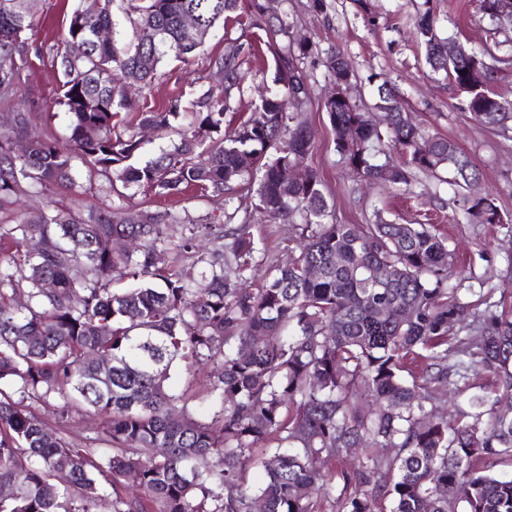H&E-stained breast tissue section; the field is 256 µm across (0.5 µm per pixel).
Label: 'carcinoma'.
Masks as SVG:
<instances>
[{"label":"carcinoma","instance_id":"cac0c4a2","mask_svg":"<svg viewBox=\"0 0 512 512\" xmlns=\"http://www.w3.org/2000/svg\"><path fill=\"white\" fill-rule=\"evenodd\" d=\"M114 2L91 12L78 0L50 47L63 75L68 145L33 136L19 155L0 135V206L29 201L18 223L0 225V512H94L103 498L112 512H253L257 502L262 512L324 504L382 512L383 501L389 512H512V477L493 471L512 460V413L497 407L512 398V309L474 315L475 338L448 337L463 306L448 290L454 253L446 238L427 224L328 222L317 174L288 180V167L312 148L299 116L313 93L305 60L319 54L316 43L294 38L288 14H267L263 0H128L122 32ZM237 11L265 32L274 63V87L253 112L224 132L253 54L226 36L223 52L209 58L221 87L195 98L193 123L174 126L184 111L179 97L161 112L138 113L136 124L121 118L132 107L128 89L151 86L168 60L199 56L200 45L183 42L184 16L212 28ZM413 25L426 64L464 94V110L486 126L512 121V101L492 86L495 51L462 45L448 59L431 0L416 5ZM97 28L112 29V40L92 39ZM31 31L28 0H0L1 90L16 84ZM77 37L87 47L71 57L66 48ZM324 66L348 89L354 73L343 52H328ZM367 81L380 122L351 100L323 104L353 177L409 194L417 173L447 170L461 189L451 220L502 223L496 198L465 193L479 177L471 157L411 122L383 74ZM135 125L178 140L136 166L146 142ZM91 128L100 132L95 140L86 136ZM390 144L402 162H377ZM246 156L253 166L242 165ZM77 159L100 169L119 203L83 216L39 200L47 186L73 182ZM255 171L257 209L272 220L301 219L300 252L285 266L267 262L249 218L230 206ZM131 188L160 200L188 188L222 198L224 222L179 221L166 208L131 215L120 204ZM179 222L175 248L196 255L188 267L169 260ZM115 238L135 248L116 252ZM201 238L214 248L199 252ZM116 277L134 287L112 289ZM389 305L404 318L380 316ZM100 357L112 362L105 373ZM181 363L206 387L207 419L172 388ZM476 365L493 376L497 395L472 393L450 425L436 415L440 391L460 390ZM55 397L68 415L98 417L106 447L44 424L32 403ZM357 449L361 457L340 473L322 471L320 463ZM255 464L263 475L250 485Z\"/></svg>","mask_w":512,"mask_h":512}]
</instances>
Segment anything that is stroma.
Here are the masks:
<instances>
[{
  "label": "stroma",
  "instance_id": "obj_1",
  "mask_svg": "<svg viewBox=\"0 0 512 512\" xmlns=\"http://www.w3.org/2000/svg\"><path fill=\"white\" fill-rule=\"evenodd\" d=\"M328 2L327 13L321 15L308 12L307 0H273L271 7L293 15L295 35L311 37L321 48L333 46L345 53L356 74L348 95L365 109H372L375 103V90L367 75L373 70L385 73L404 95L414 123L454 141L474 160L481 171L475 189L496 195L503 221L452 223L450 217L459 207L456 189L428 174H417L409 195L357 184L334 148V132L321 109L332 84L321 61L313 59L307 61L306 68L316 82L315 96L301 115L311 130L313 148L304 165L322 180L332 218L340 224H373L380 219L410 224L430 216L447 233L449 247L457 256L456 273L448 285L458 301L468 311L479 313L494 311L501 302L512 305V122L504 127L478 123L463 110V96L453 85L433 79L414 35V0H370L378 17L374 27L357 15L351 0ZM432 3L445 36L476 49L503 40V32L482 17L475 0ZM74 4L75 0H34L31 18L39 42L47 47L57 42ZM257 34L245 16L216 26L202 56L189 65L167 62L164 78L137 94L138 105L159 112L172 97L188 98L206 91L216 83L207 57L222 53L225 37L252 43ZM61 78L52 52L29 54L13 92L0 95V133L9 132L14 112L31 110L35 113L33 132L66 145L68 119L57 103ZM75 175L73 188L44 189V200L83 214L111 204L113 196L104 177L91 174L80 162L75 165ZM250 232L263 243L272 263L284 265L291 260V224L271 223L255 215Z\"/></svg>",
  "mask_w": 512,
  "mask_h": 512
}]
</instances>
